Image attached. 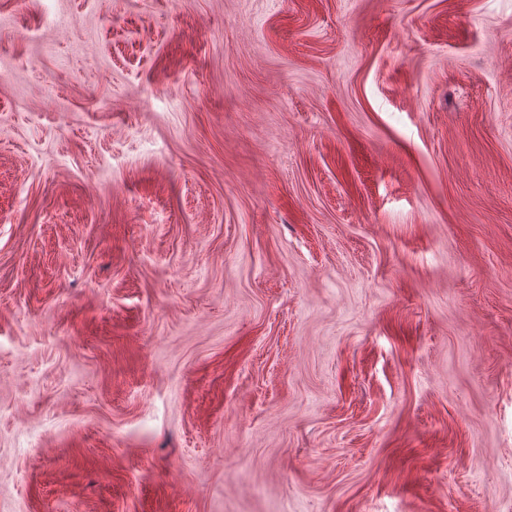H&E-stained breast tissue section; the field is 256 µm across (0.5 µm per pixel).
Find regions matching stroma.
Here are the masks:
<instances>
[{"mask_svg": "<svg viewBox=\"0 0 512 512\" xmlns=\"http://www.w3.org/2000/svg\"><path fill=\"white\" fill-rule=\"evenodd\" d=\"M0 512H512V0H0Z\"/></svg>", "mask_w": 512, "mask_h": 512, "instance_id": "35a3bbf8", "label": "stroma"}]
</instances>
